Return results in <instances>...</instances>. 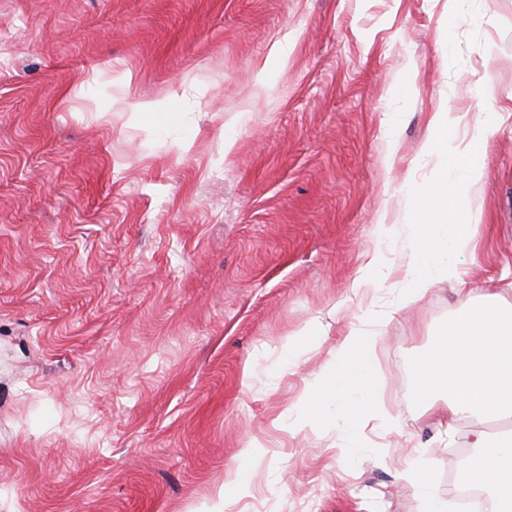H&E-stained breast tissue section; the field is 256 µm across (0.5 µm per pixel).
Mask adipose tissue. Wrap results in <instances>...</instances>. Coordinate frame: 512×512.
Returning <instances> with one entry per match:
<instances>
[{
    "instance_id": "ef3b65f1",
    "label": "adipose tissue",
    "mask_w": 512,
    "mask_h": 512,
    "mask_svg": "<svg viewBox=\"0 0 512 512\" xmlns=\"http://www.w3.org/2000/svg\"><path fill=\"white\" fill-rule=\"evenodd\" d=\"M498 124L494 113L472 120L467 114L437 112L431 119L440 161L429 181L408 189L412 252L410 297L454 270V256L465 240L472 195L484 176L482 147ZM470 126L471 135L452 132ZM373 341L347 336L330 367L309 390L298 419L335 418L345 447H359L357 432L365 416L378 413L372 385ZM415 390L444 394L448 431L471 417L512 415V310L493 303L476 307L448 324L443 337L417 363ZM475 449L465 477L491 492L499 512H512V434H472Z\"/></svg>"
}]
</instances>
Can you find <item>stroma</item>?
<instances>
[{"label": "stroma", "instance_id": "stroma-1", "mask_svg": "<svg viewBox=\"0 0 512 512\" xmlns=\"http://www.w3.org/2000/svg\"><path fill=\"white\" fill-rule=\"evenodd\" d=\"M437 112L499 123L457 276L408 303ZM511 282L512 0H0V512H209L231 481L230 512H424L403 457L448 497L489 422L448 435L414 365ZM352 332L395 423L348 453L289 422Z\"/></svg>", "mask_w": 512, "mask_h": 512}]
</instances>
